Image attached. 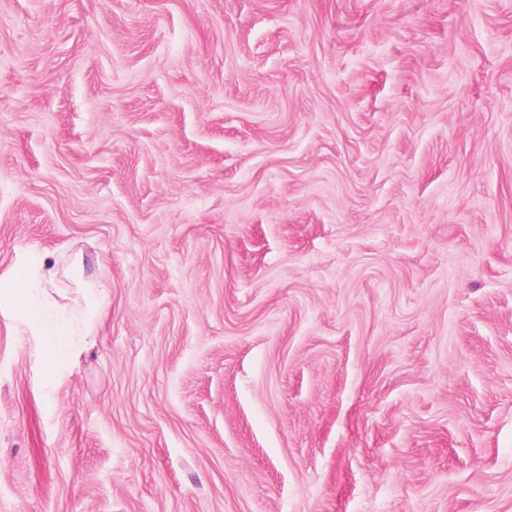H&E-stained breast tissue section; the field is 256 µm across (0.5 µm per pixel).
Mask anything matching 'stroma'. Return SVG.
<instances>
[{"label": "stroma", "mask_w": 512, "mask_h": 512, "mask_svg": "<svg viewBox=\"0 0 512 512\" xmlns=\"http://www.w3.org/2000/svg\"><path fill=\"white\" fill-rule=\"evenodd\" d=\"M0 512H512V0H0ZM59 269L47 258L32 256L0 275V301L13 306L22 330L34 336L42 358L55 367L75 364L94 344V328L107 312L99 288L83 282L81 300L61 305Z\"/></svg>", "instance_id": "35a3bbf8"}]
</instances>
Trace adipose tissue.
Here are the masks:
<instances>
[{
  "label": "adipose tissue",
  "mask_w": 512,
  "mask_h": 512,
  "mask_svg": "<svg viewBox=\"0 0 512 512\" xmlns=\"http://www.w3.org/2000/svg\"><path fill=\"white\" fill-rule=\"evenodd\" d=\"M59 269L47 258L32 256L0 275V300H8L24 332L34 336L42 358L56 367L75 364L94 343V328L107 312L95 284L86 282L81 298L60 304Z\"/></svg>",
  "instance_id": "1"
}]
</instances>
